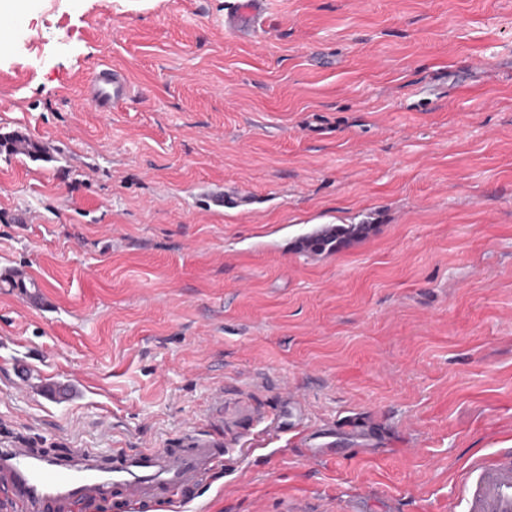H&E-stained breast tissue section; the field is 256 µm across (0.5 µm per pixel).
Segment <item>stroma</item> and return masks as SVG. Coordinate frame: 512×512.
<instances>
[{
    "label": "stroma",
    "mask_w": 512,
    "mask_h": 512,
    "mask_svg": "<svg viewBox=\"0 0 512 512\" xmlns=\"http://www.w3.org/2000/svg\"><path fill=\"white\" fill-rule=\"evenodd\" d=\"M231 3L10 24L0 138L39 150L0 152V448L222 438L152 512H461L512 448V0H269L248 40ZM101 62L133 86L109 112ZM92 79L83 91V99L103 110L127 99L131 93L130 83L125 74L107 63L99 65ZM366 224H349L348 226L336 225L333 235H327L324 231L310 233L302 240L307 247L318 251H333L344 239L359 238L369 230Z\"/></svg>",
    "instance_id": "1"
}]
</instances>
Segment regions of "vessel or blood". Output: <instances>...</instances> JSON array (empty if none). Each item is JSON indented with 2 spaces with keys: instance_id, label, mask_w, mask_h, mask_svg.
<instances>
[{
  "instance_id": "1",
  "label": "vessel or blood",
  "mask_w": 512,
  "mask_h": 512,
  "mask_svg": "<svg viewBox=\"0 0 512 512\" xmlns=\"http://www.w3.org/2000/svg\"><path fill=\"white\" fill-rule=\"evenodd\" d=\"M268 0H237L224 26L240 37L259 25ZM131 93L125 74L102 64L83 91L86 102L108 110ZM218 441L201 435L184 448H117L110 460L72 451L67 459L40 458L18 444L0 448V512H49L64 506L82 512L118 493L129 512L163 497L181 499L213 477ZM465 512H512V448L475 460L460 482Z\"/></svg>"
}]
</instances>
